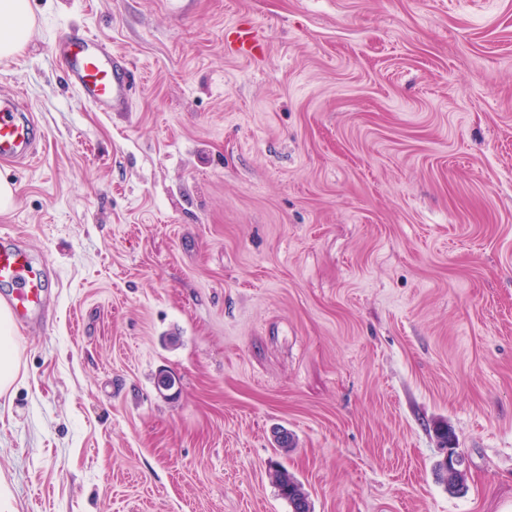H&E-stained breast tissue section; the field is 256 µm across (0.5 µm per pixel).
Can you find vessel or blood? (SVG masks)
<instances>
[{"label": "vessel or blood", "instance_id": "1", "mask_svg": "<svg viewBox=\"0 0 512 512\" xmlns=\"http://www.w3.org/2000/svg\"><path fill=\"white\" fill-rule=\"evenodd\" d=\"M227 47L255 58L266 45L257 30L239 23L224 32ZM52 54L78 96L100 112H125L136 81L126 56L90 35L61 34ZM44 131L19 97L0 98V160L28 164L37 154ZM48 266L18 235L0 230V303L25 326L42 324L50 303Z\"/></svg>", "mask_w": 512, "mask_h": 512}]
</instances>
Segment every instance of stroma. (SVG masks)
I'll list each match as a JSON object with an SVG mask.
<instances>
[{
	"label": "stroma",
	"mask_w": 512,
	"mask_h": 512,
	"mask_svg": "<svg viewBox=\"0 0 512 512\" xmlns=\"http://www.w3.org/2000/svg\"><path fill=\"white\" fill-rule=\"evenodd\" d=\"M30 2L0 229L57 286L0 397L18 512H292L280 466L311 512H512V0ZM73 27L129 111L69 86ZM224 41L226 46L236 54L255 58L265 54L266 45L251 25L237 23L225 29ZM52 54L78 96L99 112L129 111L136 74L126 56L96 37L63 33ZM44 130L17 95L0 98V160L27 165ZM275 482L279 493L288 499L294 512H310L308 496L301 484L287 470H278Z\"/></svg>",
	"instance_id": "35a3bbf8"
}]
</instances>
